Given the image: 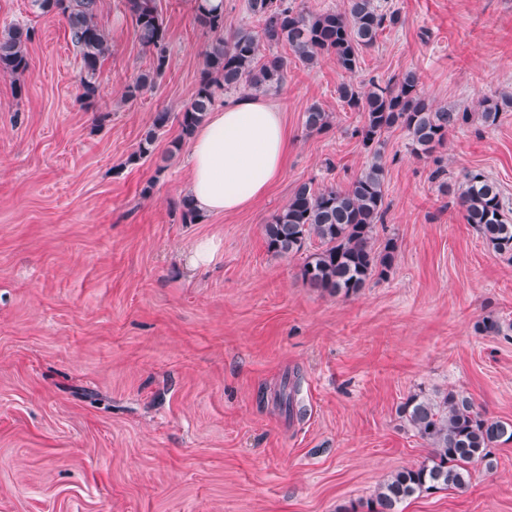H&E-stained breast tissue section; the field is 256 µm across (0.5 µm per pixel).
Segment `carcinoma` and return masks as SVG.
Segmentation results:
<instances>
[{
    "label": "carcinoma",
    "mask_w": 512,
    "mask_h": 512,
    "mask_svg": "<svg viewBox=\"0 0 512 512\" xmlns=\"http://www.w3.org/2000/svg\"><path fill=\"white\" fill-rule=\"evenodd\" d=\"M135 21L141 45L155 59L153 72L143 73L126 86L124 98L133 100L152 86L169 64L167 32L155 0H125ZM43 14L62 17L72 45L81 56L82 98L90 102L97 92L96 76L110 54V43L97 24L99 0H33ZM246 9L257 18L259 27H241L224 36V2L196 0L199 18L214 34L203 53L204 63L189 103L177 115L179 136L171 141L168 157L181 150L207 120L217 91L239 90L247 94L278 89L288 74V59L274 53L262 54V47L285 43L296 59L313 67L325 56L347 72L358 67L359 51L375 44L385 24L398 23L395 12L379 9L375 0H347L340 12H313L304 0H246ZM35 37L31 27L11 24L0 32V72L21 75L29 68L27 44ZM340 99L359 114L352 132L371 162L345 189L334 186L316 189L311 182L297 186L288 202L264 225L267 251L275 256L305 254L301 277L312 288L331 295L358 294L373 278L384 279L393 267L397 241L388 238L377 244L378 225L385 223V168L382 163L385 135L400 128L409 137L411 153L417 158L433 157L448 133L469 124L473 113L456 108L433 106L421 87L419 75L404 73L395 82H369L355 87L344 84ZM512 100L481 102L478 118L495 126L503 107ZM171 115L158 112L150 129L141 138L138 150L128 162L136 163L153 154L161 130ZM310 132L331 127V116L313 104L303 115ZM467 223L499 254L512 256V223L504 215L505 201L497 183L480 172H467L454 192ZM181 220L195 224L202 215L185 196L180 203ZM317 243L313 251L308 246ZM484 336L503 332V322L492 313L475 324ZM430 447L426 461L401 470L382 484L366 502L367 512H402L411 498L450 488H464L471 466L483 463L493 469V448L512 441V422L491 419L479 412L471 397L449 391L431 398L410 395L398 410Z\"/></svg>",
    "instance_id": "cac0c4a2"
}]
</instances>
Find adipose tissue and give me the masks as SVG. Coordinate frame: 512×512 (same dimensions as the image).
<instances>
[{"label":"adipose tissue","instance_id":"ef3b65f1","mask_svg":"<svg viewBox=\"0 0 512 512\" xmlns=\"http://www.w3.org/2000/svg\"><path fill=\"white\" fill-rule=\"evenodd\" d=\"M287 152L277 106L238 98L209 113L195 132L187 192L205 215L242 210L283 176Z\"/></svg>","mask_w":512,"mask_h":512}]
</instances>
